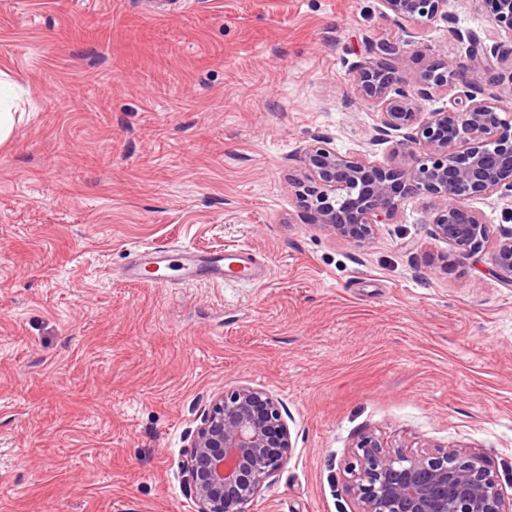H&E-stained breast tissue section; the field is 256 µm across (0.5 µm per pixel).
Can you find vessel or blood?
Wrapping results in <instances>:
<instances>
[{
  "label": "vessel or blood",
  "mask_w": 512,
  "mask_h": 512,
  "mask_svg": "<svg viewBox=\"0 0 512 512\" xmlns=\"http://www.w3.org/2000/svg\"><path fill=\"white\" fill-rule=\"evenodd\" d=\"M176 271L181 282H207L228 287L240 283L257 284L267 272L252 251L227 248L221 251H198L192 248L171 249L145 245L138 248L123 273L128 283H151L169 287V271Z\"/></svg>",
  "instance_id": "b4317fda"
}]
</instances>
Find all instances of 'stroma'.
<instances>
[{"mask_svg":"<svg viewBox=\"0 0 512 512\" xmlns=\"http://www.w3.org/2000/svg\"><path fill=\"white\" fill-rule=\"evenodd\" d=\"M403 76L469 61L490 6L448 0ZM379 0H0V69L27 92L0 145V512H195L179 464L213 396L279 402L293 448L249 512H356V445L464 447L512 498V287L491 251L434 235L405 199L363 246L304 221L292 185L313 136L371 145L355 99ZM143 243L244 246L261 284L117 278Z\"/></svg>","mask_w":512,"mask_h":512,"instance_id":"35a3bbf8","label":"stroma"}]
</instances>
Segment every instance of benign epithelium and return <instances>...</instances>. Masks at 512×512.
<instances>
[{
    "instance_id": "obj_1",
    "label": "benign epithelium",
    "mask_w": 512,
    "mask_h": 512,
    "mask_svg": "<svg viewBox=\"0 0 512 512\" xmlns=\"http://www.w3.org/2000/svg\"><path fill=\"white\" fill-rule=\"evenodd\" d=\"M384 17L401 30L396 42L367 45L369 61L353 64L356 98L381 107L372 141H391L404 163L381 164L365 154H342L317 136L298 152L303 180L295 183L306 220L347 241L367 242L390 224L402 201H436L434 234L458 254L492 248L494 274L512 287V230L490 243L489 225L472 206L492 197L512 204V114L479 73L498 70L512 56V0H492L490 20L504 40L486 46L469 64L435 61L408 84L403 63L417 27L438 16L448 41L471 45L476 34L448 17V0H380ZM452 93L451 107L425 114L419 99ZM291 435L269 393L240 385L213 398L180 464L196 512H249L284 465ZM347 468L358 512H512L482 457L461 448L435 456L387 450L370 439Z\"/></svg>"
}]
</instances>
